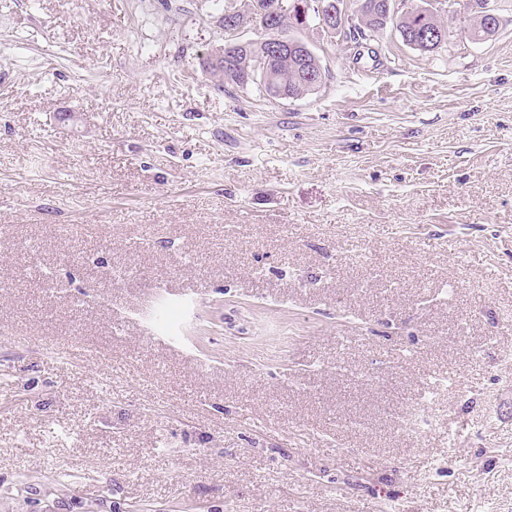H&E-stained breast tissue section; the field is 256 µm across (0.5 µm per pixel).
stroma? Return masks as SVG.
<instances>
[{
    "instance_id": "1",
    "label": "stroma",
    "mask_w": 512,
    "mask_h": 512,
    "mask_svg": "<svg viewBox=\"0 0 512 512\" xmlns=\"http://www.w3.org/2000/svg\"><path fill=\"white\" fill-rule=\"evenodd\" d=\"M228 4L0 0V512H512V0L301 99ZM451 1L453 2V5L463 6L464 8L469 9L471 12L473 11V13L476 14V21L472 27L467 31H464L465 38L474 41L485 40L489 38V36L485 35V31L482 25V9L484 8V2L486 0H448V2ZM253 26L261 29L264 33L270 31V27L255 13L246 14L242 9L235 7L234 9H227L224 13V34L228 37L236 36L242 29Z\"/></svg>"
}]
</instances>
